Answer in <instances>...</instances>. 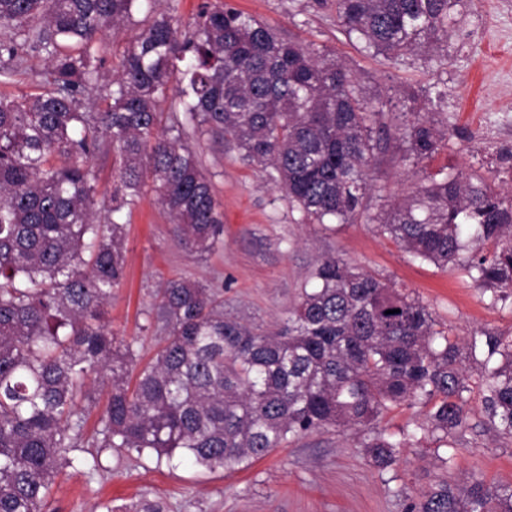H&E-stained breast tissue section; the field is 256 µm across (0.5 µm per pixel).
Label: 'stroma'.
I'll use <instances>...</instances> for the list:
<instances>
[{"instance_id":"1","label":"stroma","mask_w":512,"mask_h":512,"mask_svg":"<svg viewBox=\"0 0 512 512\" xmlns=\"http://www.w3.org/2000/svg\"><path fill=\"white\" fill-rule=\"evenodd\" d=\"M237 9L276 28L284 38L331 49L383 104L389 130L402 121L401 93L426 91L444 81L442 104L450 117L439 153L424 167L384 161L373 170L370 214L409 192L421 172L463 169L490 177L512 191V0H472L441 49L395 64L347 37L334 13L318 0H229ZM204 173L224 212V245L203 255L180 248L152 190L122 211L125 278L114 288L103 320L118 338L135 341L143 359L153 357L165 332L156 320L157 290L184 277L222 290L224 314L263 329L288 316L312 274L329 256L372 273L427 307L437 329L460 342L487 333L512 336V298L492 300L474 280L412 257L375 223L313 224L304 220L267 171L242 162L210 136H191ZM467 421L452 443L455 463L445 467L431 438L417 437L393 469L378 471L360 430H319L290 440L233 473L157 461L154 453L99 455L98 471L66 469L53 488V512H116L142 502L165 512H404L407 496L438 482L460 485L474 478L512 484V437L490 429L484 390L468 379Z\"/></svg>"}]
</instances>
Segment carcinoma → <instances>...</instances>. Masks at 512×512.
I'll return each mask as SVG.
<instances>
[{
    "instance_id": "carcinoma-1",
    "label": "carcinoma",
    "mask_w": 512,
    "mask_h": 512,
    "mask_svg": "<svg viewBox=\"0 0 512 512\" xmlns=\"http://www.w3.org/2000/svg\"><path fill=\"white\" fill-rule=\"evenodd\" d=\"M127 43L117 71L103 70L106 30L131 21L143 0H0V79L19 52L46 55L44 90L0 95V512H46L56 478L80 448L99 467L105 449L175 456L209 471H238L290 438L367 427L392 406H429L419 432L438 445L464 426L474 365L490 428L512 437V339L462 346L435 329L427 308L387 282L324 259L276 331L224 318L213 288L186 278L159 289L166 336L139 365L133 344L102 322L124 278L117 214L148 185L190 253L222 243L215 200L187 126L223 141L273 179L309 221L355 222L367 212L379 148L376 108L356 74L326 47L283 38L228 4L202 10L181 31L173 4ZM364 48L397 62L448 40L470 0H323ZM100 85L105 107L85 111ZM175 90L167 118L157 103ZM397 129L402 160L417 166L447 130L415 111ZM118 154V186L97 198L95 157ZM416 258L458 265L473 241L494 250L460 266L512 297V196L459 170L420 179L371 217ZM397 313H392V310ZM105 378L106 405L89 374ZM416 438L376 431L362 443L381 471ZM407 512H512V485L441 484Z\"/></svg>"
}]
</instances>
